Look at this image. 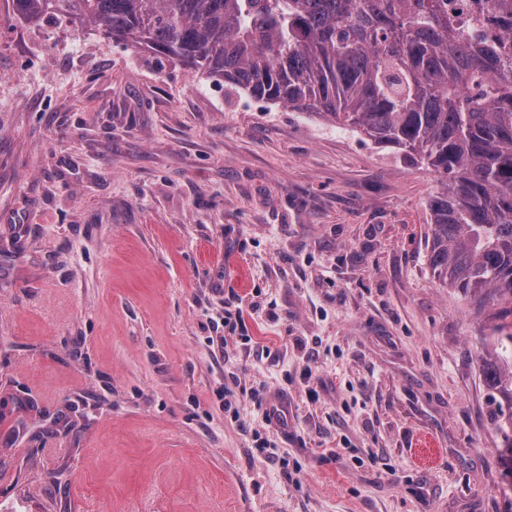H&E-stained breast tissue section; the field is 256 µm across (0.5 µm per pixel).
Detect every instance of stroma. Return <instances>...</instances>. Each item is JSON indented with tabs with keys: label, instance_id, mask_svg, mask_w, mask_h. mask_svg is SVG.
Segmentation results:
<instances>
[{
	"label": "stroma",
	"instance_id": "1",
	"mask_svg": "<svg viewBox=\"0 0 512 512\" xmlns=\"http://www.w3.org/2000/svg\"><path fill=\"white\" fill-rule=\"evenodd\" d=\"M437 186L0 0V512H512L498 322L431 273ZM503 352L492 362H486V381L490 389L499 394L506 402V411L499 404V430L505 434L512 447V434H508L506 427L512 433V348L502 345Z\"/></svg>",
	"mask_w": 512,
	"mask_h": 512
}]
</instances>
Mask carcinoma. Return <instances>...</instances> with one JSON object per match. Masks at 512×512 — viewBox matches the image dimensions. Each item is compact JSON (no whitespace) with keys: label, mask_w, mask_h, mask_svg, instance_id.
I'll return each mask as SVG.
<instances>
[{"label":"carcinoma","mask_w":512,"mask_h":512,"mask_svg":"<svg viewBox=\"0 0 512 512\" xmlns=\"http://www.w3.org/2000/svg\"><path fill=\"white\" fill-rule=\"evenodd\" d=\"M32 22L65 4L115 41L275 105L357 131L432 171L428 263L512 317V0H478L464 36L448 0H12ZM486 363L512 442V334Z\"/></svg>","instance_id":"carcinoma-1"}]
</instances>
